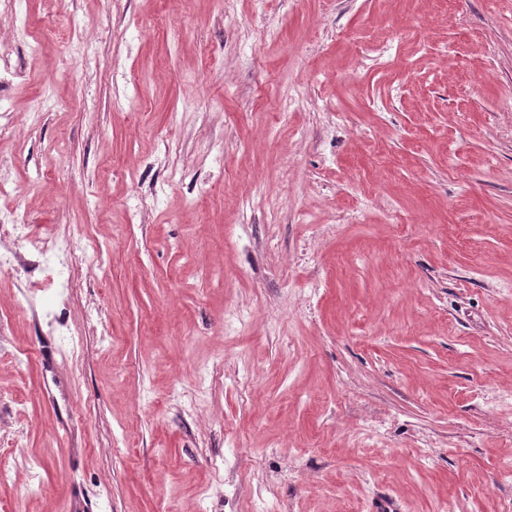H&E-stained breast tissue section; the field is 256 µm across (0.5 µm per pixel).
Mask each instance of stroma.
I'll list each match as a JSON object with an SVG mask.
<instances>
[{"mask_svg":"<svg viewBox=\"0 0 512 512\" xmlns=\"http://www.w3.org/2000/svg\"><path fill=\"white\" fill-rule=\"evenodd\" d=\"M0 512H512V0H0ZM26 230L28 231L26 232ZM2 234H15L28 249L35 251L47 265L59 269L68 268L78 253L82 256H87L89 253L81 241L64 232H58L44 238L32 234L28 224H18L13 219L11 212L0 211V236Z\"/></svg>","mask_w":512,"mask_h":512,"instance_id":"obj_1","label":"stroma"}]
</instances>
